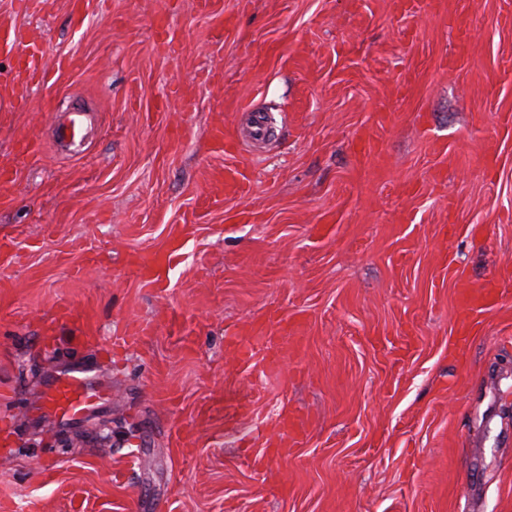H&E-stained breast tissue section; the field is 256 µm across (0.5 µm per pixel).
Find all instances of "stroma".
<instances>
[{
	"label": "stroma",
	"mask_w": 512,
	"mask_h": 512,
	"mask_svg": "<svg viewBox=\"0 0 512 512\" xmlns=\"http://www.w3.org/2000/svg\"><path fill=\"white\" fill-rule=\"evenodd\" d=\"M510 13L85 0L78 25L71 0H0L48 37L46 84L0 100V157L41 142L0 185V512H512V295L451 354L460 289L512 280ZM76 108L85 137L59 146ZM246 108L275 130L242 138L232 197L209 130H246ZM179 231V263L142 287L130 257ZM273 314L301 317L302 344L263 374L227 339ZM74 364L107 401L37 422ZM229 383L248 411L228 430ZM285 408L304 442L271 458ZM245 166L237 162L225 168L224 190L228 195L236 196L244 192L247 184Z\"/></svg>",
	"instance_id": "35a3bbf8"
}]
</instances>
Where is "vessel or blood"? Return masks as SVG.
Returning <instances> with one entry per match:
<instances>
[{
  "label": "vessel or blood",
  "mask_w": 512,
  "mask_h": 512,
  "mask_svg": "<svg viewBox=\"0 0 512 512\" xmlns=\"http://www.w3.org/2000/svg\"><path fill=\"white\" fill-rule=\"evenodd\" d=\"M47 37L43 31L33 30L19 33L11 25L0 23V53L8 52L16 58V69L10 83H0V96L23 104L27 89L44 80L46 72L42 60L45 55ZM247 176L243 163H235L225 169L224 190L236 196L246 188ZM182 245L172 240L160 259L143 258L137 264V274L142 286L154 287L172 269L180 255ZM503 290L498 283L489 281L477 289H462L457 306L456 330L466 334L478 314L499 302ZM301 324L298 320L270 316L265 322L251 326L247 337H233L231 346L241 362H250L261 357L266 370H275L280 355L288 345L298 344ZM103 383L91 377L82 368L51 377L45 387L44 409L54 422L68 424L85 418L97 408L103 399ZM280 438H266L265 446L279 455L288 447L301 442L304 436V422L293 411L282 413L278 420Z\"/></svg>",
  "instance_id": "1"
}]
</instances>
